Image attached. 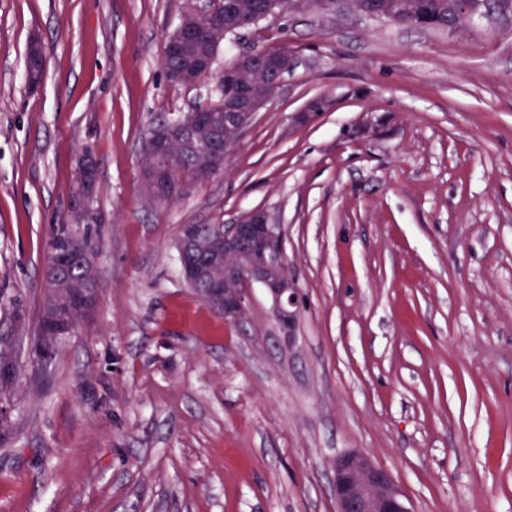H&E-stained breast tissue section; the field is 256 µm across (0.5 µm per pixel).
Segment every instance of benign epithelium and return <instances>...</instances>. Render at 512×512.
<instances>
[{"mask_svg": "<svg viewBox=\"0 0 512 512\" xmlns=\"http://www.w3.org/2000/svg\"><path fill=\"white\" fill-rule=\"evenodd\" d=\"M319 13L331 14L333 0H270L265 10L256 14L253 24L277 17L288 11L302 13L307 7ZM456 12L467 19L472 30L477 31L493 23V17L474 10L471 0H455ZM215 9L214 2L205 8L193 7L180 16L171 40L167 41L164 54L176 55L185 63L167 70L168 77L187 87L200 84L199 72L203 69L214 73L216 57L203 53V46H220L231 42L250 26L234 25L228 29L224 22L209 24L202 21L203 14ZM296 67L295 55L283 48L265 51H244L235 55L234 62L224 67L216 76V90L224 93V85L233 92L224 98V129L212 125L198 112H183L176 126L153 125L146 137L140 179L151 199L158 201L174 197L180 192L179 184L170 178L169 171L181 161L191 160L196 166V183L206 184L224 170V162L241 144L255 124L260 110L272 98L261 89L257 76L274 73L276 84ZM322 112L311 100L290 116L295 126L315 122ZM79 195L72 219L77 223L97 217L90 202L96 183V165L86 154L76 172ZM223 234L217 239L187 240L180 248V268L185 281L201 282V297L224 315V321L239 325L247 317L251 290L261 288L271 301L275 321L293 342L298 320V290L294 280L282 269L284 233L282 225L275 223L268 212L251 210L241 215L234 224H220ZM74 325L66 315L56 316L45 330L47 339L57 340L67 336ZM14 364L24 360L46 374L52 362L49 358L32 357L30 345L17 340L6 353ZM333 493L337 512H410L403 495L390 473L376 465L365 452L351 450L336 456L332 463Z\"/></svg>", "mask_w": 512, "mask_h": 512, "instance_id": "7a95c632", "label": "benign epithelium"}]
</instances>
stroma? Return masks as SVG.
Segmentation results:
<instances>
[{
	"instance_id": "obj_1",
	"label": "stroma",
	"mask_w": 512,
	"mask_h": 512,
	"mask_svg": "<svg viewBox=\"0 0 512 512\" xmlns=\"http://www.w3.org/2000/svg\"><path fill=\"white\" fill-rule=\"evenodd\" d=\"M185 0H0V334L37 331L75 168L97 165L95 312L46 379L0 394V512H336L332 462L386 468L410 512H512V21L415 29L284 13L231 53L297 57L209 183L140 184L148 128L213 79L172 84ZM40 38L44 82L25 54ZM331 107L288 122L309 99ZM389 127L357 135L365 114ZM267 211L299 321L261 289L238 325L183 281L185 224Z\"/></svg>"
}]
</instances>
